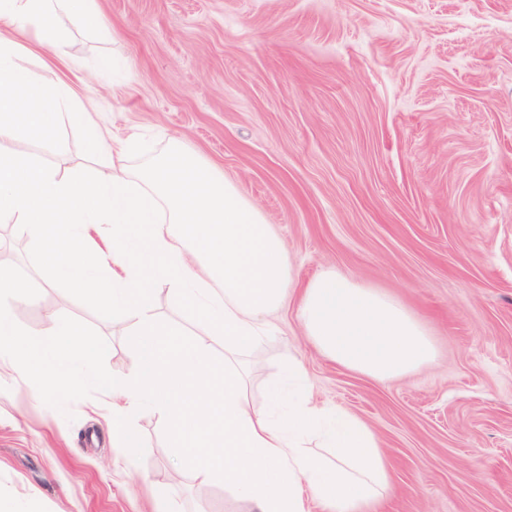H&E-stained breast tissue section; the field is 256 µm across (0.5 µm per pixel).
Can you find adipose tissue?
Listing matches in <instances>:
<instances>
[{"label": "adipose tissue", "mask_w": 512, "mask_h": 512, "mask_svg": "<svg viewBox=\"0 0 512 512\" xmlns=\"http://www.w3.org/2000/svg\"><path fill=\"white\" fill-rule=\"evenodd\" d=\"M68 21L100 25L96 0H0V140L34 146L0 149V223L21 225L54 274L121 322L136 366L103 385L123 415L112 426L118 455L134 458L141 441L130 423L149 407L166 419L177 465L224 483L250 512H305L309 501L321 512H376L393 487L374 430L348 410L312 403L308 372L290 360L267 380L265 405L252 407L235 362L270 336L269 315L288 302L281 238L230 183L179 148L127 174L130 143L108 141L59 74ZM33 35L48 50L38 73L18 63ZM67 126L83 131L86 156L102 160L107 176L64 175L43 160L60 150ZM105 224L111 235L95 239ZM161 279L201 332L154 313ZM28 288L0 266V358L39 378L46 394L77 392L93 377L88 333L64 320L53 338L18 330L13 312L32 302ZM216 336L221 359L211 351ZM313 440L330 458L308 450Z\"/></svg>", "instance_id": "adipose-tissue-1"}]
</instances>
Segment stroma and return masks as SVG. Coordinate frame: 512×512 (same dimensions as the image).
I'll use <instances>...</instances> for the list:
<instances>
[{"label": "stroma", "mask_w": 512, "mask_h": 512, "mask_svg": "<svg viewBox=\"0 0 512 512\" xmlns=\"http://www.w3.org/2000/svg\"><path fill=\"white\" fill-rule=\"evenodd\" d=\"M109 36L71 28L76 89L134 146V173L173 143L214 165L280 235L291 285L327 270L401 301L434 360L378 382L320 355L295 305L244 355L251 403L288 358L311 400L381 440L395 493L381 512H512V0H98ZM7 265L36 285L20 330L92 331L105 377L135 357L18 225ZM112 447L96 385L40 395L0 383V512H246L220 482L176 470L163 416Z\"/></svg>", "instance_id": "obj_1"}]
</instances>
